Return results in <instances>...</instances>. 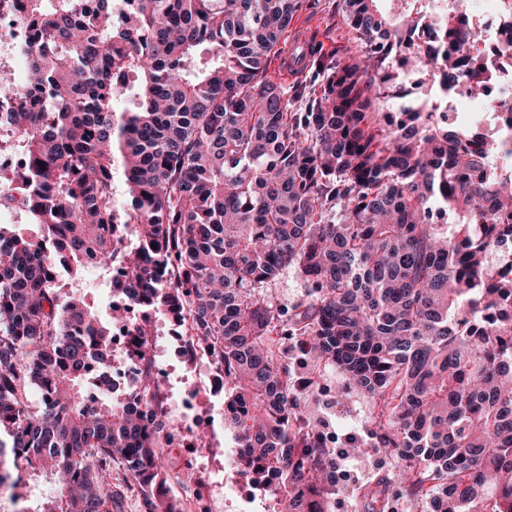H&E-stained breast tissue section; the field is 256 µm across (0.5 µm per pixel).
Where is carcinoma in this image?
<instances>
[{
	"label": "carcinoma",
	"instance_id": "carcinoma-1",
	"mask_svg": "<svg viewBox=\"0 0 512 512\" xmlns=\"http://www.w3.org/2000/svg\"><path fill=\"white\" fill-rule=\"evenodd\" d=\"M31 23L29 80L0 112L23 158L13 180L31 227L0 224V499L25 479L57 495L25 512H182L162 462L170 424L112 395L85 404L92 360L110 373L112 326L85 296L59 293L63 271L93 267L131 301L187 329L224 373V432L239 473L281 512H326L335 492L323 438L303 416L277 337L332 366L378 407L376 447L405 461L407 496L435 512H512V322L468 329L512 303V173L488 171L497 135L434 125L431 102L391 127L381 98L403 103V72L473 97L486 76L456 57L400 53L429 16L344 0L359 45L351 61L307 36L308 82L268 76L303 0H0ZM477 27L457 32L464 51ZM451 224L435 223L433 210ZM292 267L307 299L267 294ZM157 332L132 333L142 349ZM145 372L137 401L157 403ZM127 476L112 479L116 464Z\"/></svg>",
	"mask_w": 512,
	"mask_h": 512
}]
</instances>
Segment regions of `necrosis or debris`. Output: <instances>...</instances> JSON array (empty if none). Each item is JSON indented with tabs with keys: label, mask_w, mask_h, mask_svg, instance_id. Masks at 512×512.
<instances>
[{
	"label": "necrosis or debris",
	"mask_w": 512,
	"mask_h": 512,
	"mask_svg": "<svg viewBox=\"0 0 512 512\" xmlns=\"http://www.w3.org/2000/svg\"><path fill=\"white\" fill-rule=\"evenodd\" d=\"M458 26L476 25L483 30L482 42L467 50L463 66L465 70L487 73L489 80L484 96L474 111H463L462 106L470 99L467 82H460L448 95V104L431 118L440 123L462 121L487 124L493 127L501 148L489 160L496 171H512V61L503 57L500 47L506 28L512 27V0H479L475 10L459 17ZM29 38V30L21 12L0 13V73L9 77H20L26 72V56L22 44ZM21 161L9 150L0 151V196L9 197L7 208L0 209V222H11L29 214L30 204L12 181L11 175ZM145 311L129 307L126 323L117 325L112 347L119 359L112 366V389L121 401H133L140 374L152 370L157 380L167 377L166 355L192 369L194 376L186 380L183 388L169 397V413L175 421L171 428V445L175 448H193L201 439L212 436L196 412L197 393L195 379L206 376L211 392L223 393L224 379L216 373L214 361L202 351L194 349L190 336L179 335L169 330V346L151 341L143 351L130 348V329L144 320Z\"/></svg>",
	"instance_id": "4bbe7bcc"
}]
</instances>
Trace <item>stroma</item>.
I'll use <instances>...</instances> for the list:
<instances>
[{"instance_id": "35a3bbf8", "label": "stroma", "mask_w": 512, "mask_h": 512, "mask_svg": "<svg viewBox=\"0 0 512 512\" xmlns=\"http://www.w3.org/2000/svg\"><path fill=\"white\" fill-rule=\"evenodd\" d=\"M311 33L317 34L327 54L354 47L355 34L346 23L343 0H317L314 7L303 8L288 31V42L297 44ZM295 374L314 380L309 414L313 423L321 426L328 452H335L349 435L357 436L364 449L359 458L361 479L337 482L331 512H426L425 505L415 504L402 492L401 459L373 450L377 412L374 401L361 394L339 396L343 378L334 368L327 367L313 375L304 367L296 369ZM214 429L210 451L199 454L198 460L221 482L214 491L215 508L219 512H234L238 501L258 496L259 491L238 471L227 467L222 421H215ZM227 484L235 489V500H225L223 487Z\"/></svg>"}]
</instances>
